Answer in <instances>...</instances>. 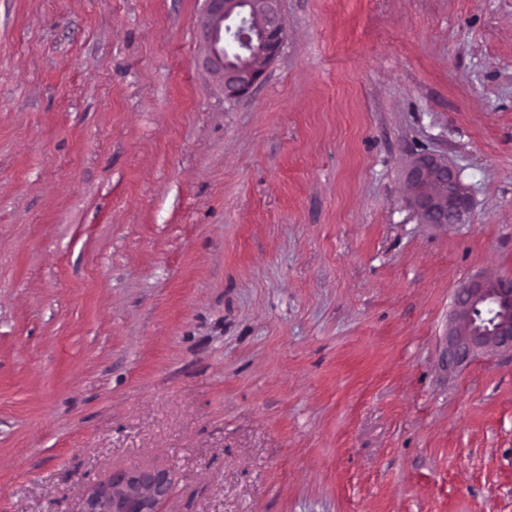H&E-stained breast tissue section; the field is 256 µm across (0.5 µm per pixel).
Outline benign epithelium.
I'll return each instance as SVG.
<instances>
[{"mask_svg": "<svg viewBox=\"0 0 512 512\" xmlns=\"http://www.w3.org/2000/svg\"><path fill=\"white\" fill-rule=\"evenodd\" d=\"M260 2L259 16L252 4ZM208 25L203 31L205 63L223 83L231 100L249 96L264 69L286 41L279 0H205ZM409 179L413 206L424 224H456L468 201L448 163L419 156ZM512 352V274L471 277L453 296L448 319V366L459 367L479 353ZM172 480L164 471L127 470L88 493L81 512H160Z\"/></svg>", "mask_w": 512, "mask_h": 512, "instance_id": "obj_1", "label": "benign epithelium"}]
</instances>
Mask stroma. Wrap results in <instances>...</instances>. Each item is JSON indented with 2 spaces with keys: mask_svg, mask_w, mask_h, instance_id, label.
Returning <instances> with one entry per match:
<instances>
[{
  "mask_svg": "<svg viewBox=\"0 0 512 512\" xmlns=\"http://www.w3.org/2000/svg\"><path fill=\"white\" fill-rule=\"evenodd\" d=\"M280 7L232 101L204 0H0V512H512V355L447 357L512 274V0ZM409 179L414 193L413 206L422 223H458L468 201L458 176L447 162L421 155L412 163ZM488 318L477 323L480 308ZM512 352V274L471 277L453 296L448 319V367L456 368L479 353ZM172 480L164 471L127 470L112 482L88 493L81 512H160L161 503L169 496Z\"/></svg>",
  "mask_w": 512,
  "mask_h": 512,
  "instance_id": "1",
  "label": "stroma"
}]
</instances>
